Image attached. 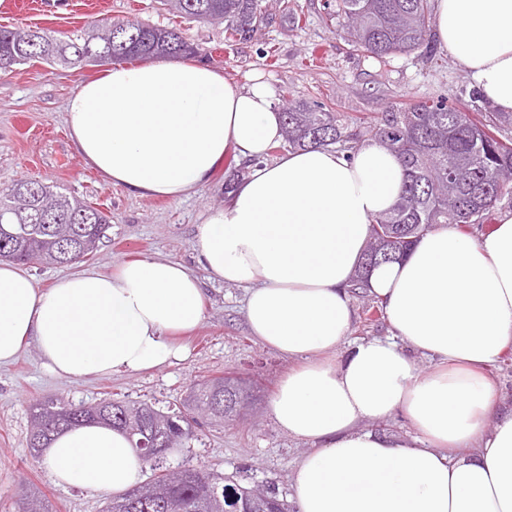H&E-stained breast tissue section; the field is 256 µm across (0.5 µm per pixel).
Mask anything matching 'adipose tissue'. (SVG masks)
Listing matches in <instances>:
<instances>
[{"instance_id":"ef3b65f1","label":"adipose tissue","mask_w":512,"mask_h":512,"mask_svg":"<svg viewBox=\"0 0 512 512\" xmlns=\"http://www.w3.org/2000/svg\"><path fill=\"white\" fill-rule=\"evenodd\" d=\"M436 13L449 56L495 109L512 112V0H436ZM65 115L84 160L137 195H190L230 151L250 171L198 224L195 266L150 256L43 289L0 262V366L28 344L70 378L181 360L187 348L174 335L203 318L200 267L246 288L252 336L293 363L271 411L309 444L292 477L297 512H512V409L485 374L512 345V213L477 240L430 232L374 269L368 292L382 299L391 335L346 349L369 226L405 179L387 147L267 162L281 137L268 86H239L190 58L113 65L78 85ZM422 357L435 367L421 369ZM397 412L416 427L413 440L373 430ZM44 464L61 485L116 495L145 466L122 431L95 423L58 435Z\"/></svg>"}]
</instances>
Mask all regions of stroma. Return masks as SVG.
I'll return each mask as SVG.
<instances>
[{"label": "stroma", "mask_w": 512, "mask_h": 512, "mask_svg": "<svg viewBox=\"0 0 512 512\" xmlns=\"http://www.w3.org/2000/svg\"><path fill=\"white\" fill-rule=\"evenodd\" d=\"M329 2L287 0L246 43L226 41L223 26L173 17L158 0H0V27H40L63 35L123 20L173 26L193 45L195 58L223 72L226 80L246 86L253 75H262L278 107L293 100L322 104L356 124L414 102L444 98L478 117L469 96L473 81L441 44H434L429 55L414 51L377 62L350 49L345 33L328 16ZM99 72L96 66L50 68L37 62L0 73V191L33 178L110 212L112 222L87 261L100 271L151 255L193 265L196 224L223 207L227 184L244 177L247 168L226 154L208 185L179 200L136 196L107 182L76 153L64 122L77 84ZM203 284L204 317L183 360L141 374L77 380L47 372L31 345L13 364L0 367V512H25L35 495L48 512H101L105 502V493L57 484L43 461L33 457L27 444L29 408L37 400L182 406L190 404L197 384L225 374L250 386L247 416L203 422L198 439L170 455L168 466L193 465L244 486L272 484L284 499L292 498L291 475L308 444L283 431L270 412L291 363L251 335L242 287L209 277Z\"/></svg>", "instance_id": "stroma-1"}]
</instances>
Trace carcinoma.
I'll return each mask as SVG.
<instances>
[{
  "instance_id": "obj_1",
  "label": "carcinoma",
  "mask_w": 512,
  "mask_h": 512,
  "mask_svg": "<svg viewBox=\"0 0 512 512\" xmlns=\"http://www.w3.org/2000/svg\"><path fill=\"white\" fill-rule=\"evenodd\" d=\"M165 10L193 20L224 25L229 39L248 42L268 17L258 0H160ZM337 20L353 50L380 62L417 49L432 50L430 0H339ZM193 46L175 28L116 22L96 24L70 35L45 29H0V70L27 62L51 67L106 65L154 57H183ZM484 116L439 102H420L401 112H384L365 126L348 129L338 116L303 101L288 103L280 112L282 136L288 148H328L347 145L352 152L365 140L393 150L406 172L398 203L376 217L369 242L350 292L368 299L366 320L383 312L381 300L367 293L371 268L399 258L437 225L482 224L498 207L512 206V143L501 140L496 128L501 113L483 107ZM110 223L98 208L53 191L35 179H20L0 192V259L27 265H68L99 248ZM242 394L246 387L216 377L194 391L192 402L205 405L224 394V385ZM127 415L117 419L116 412ZM86 422H102L125 432L132 445L145 435H157L184 448L195 438V421L145 402L105 399L95 405L44 399L30 408L29 444L33 453L61 431ZM164 457L145 460L153 470L150 483L160 488L155 498L113 497L104 512H217L219 506L245 504L247 512H289L286 501L271 485L261 493L251 486L215 478L200 467L183 468L184 477L166 482Z\"/></svg>"
}]
</instances>
